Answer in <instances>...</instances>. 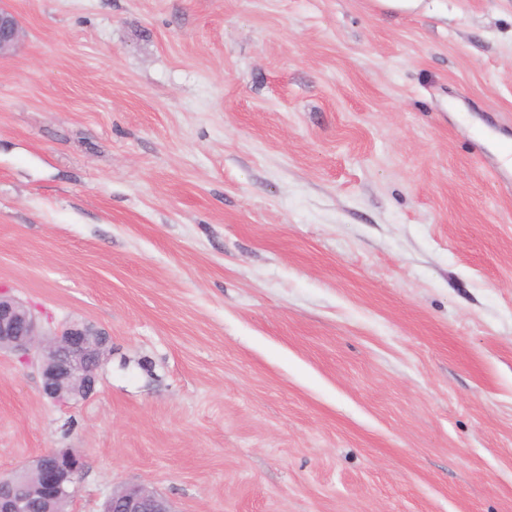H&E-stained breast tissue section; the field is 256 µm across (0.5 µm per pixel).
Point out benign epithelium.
<instances>
[{"label":"benign epithelium","instance_id":"7a95c632","mask_svg":"<svg viewBox=\"0 0 512 512\" xmlns=\"http://www.w3.org/2000/svg\"><path fill=\"white\" fill-rule=\"evenodd\" d=\"M21 37L17 17L0 8V57L9 54ZM109 335L90 322L70 321L47 334L39 317L22 301L0 292V351L31 360L41 375V392L53 404L88 399L96 392V370L106 358ZM83 459L67 449L41 455L0 477V512H30L24 492L27 478L39 483L42 510L75 493L76 479L83 470ZM107 512H173L168 502L154 491L131 486L112 495Z\"/></svg>","mask_w":512,"mask_h":512}]
</instances>
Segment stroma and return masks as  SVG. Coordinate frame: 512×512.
Listing matches in <instances>:
<instances>
[{
	"label": "stroma",
	"instance_id": "1",
	"mask_svg": "<svg viewBox=\"0 0 512 512\" xmlns=\"http://www.w3.org/2000/svg\"><path fill=\"white\" fill-rule=\"evenodd\" d=\"M0 290L111 336L0 352V474L67 512H512V0H0ZM21 37L17 17L9 10L0 8V57L9 54ZM109 335L85 321L66 322L47 334L22 301L0 292V351L30 359L41 375V392L53 404L88 399L96 392V370L106 358ZM83 459L67 449L41 455L0 477V512H30L29 498L24 492L27 478L34 475L39 483L42 511L63 496H73L76 479L83 470ZM107 504V512H174L164 498L141 486L128 487L119 495L113 491Z\"/></svg>",
	"mask_w": 512,
	"mask_h": 512
}]
</instances>
